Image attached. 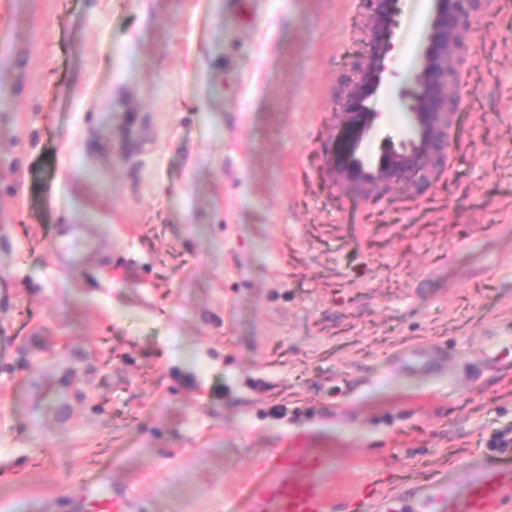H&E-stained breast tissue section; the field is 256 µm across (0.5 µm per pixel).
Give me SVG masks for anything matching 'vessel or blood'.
Listing matches in <instances>:
<instances>
[{
    "label": "vessel or blood",
    "instance_id": "1",
    "mask_svg": "<svg viewBox=\"0 0 512 512\" xmlns=\"http://www.w3.org/2000/svg\"><path fill=\"white\" fill-rule=\"evenodd\" d=\"M328 455L297 441L273 454L268 476L245 486L244 512H338L322 481ZM357 503L361 512H505L512 505V464L474 460L459 484L440 468L386 486L368 483Z\"/></svg>",
    "mask_w": 512,
    "mask_h": 512
}]
</instances>
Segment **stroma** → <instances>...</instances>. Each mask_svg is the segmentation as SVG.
Returning <instances> with one entry per match:
<instances>
[{"mask_svg":"<svg viewBox=\"0 0 512 512\" xmlns=\"http://www.w3.org/2000/svg\"><path fill=\"white\" fill-rule=\"evenodd\" d=\"M408 7L367 161L404 137ZM1 13L0 512H219L298 437L346 512L512 460V0L469 37L447 173L374 203L326 165L364 0Z\"/></svg>","mask_w":512,"mask_h":512,"instance_id":"35a3bbf8","label":"stroma"}]
</instances>
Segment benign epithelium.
I'll list each match as a JSON object with an SVG mask.
<instances>
[{"instance_id":"1","label":"benign epithelium","mask_w":512,"mask_h":512,"mask_svg":"<svg viewBox=\"0 0 512 512\" xmlns=\"http://www.w3.org/2000/svg\"><path fill=\"white\" fill-rule=\"evenodd\" d=\"M366 2L367 52L354 62L359 78L341 85L342 106L336 113L326 163L341 192L372 202L395 186L420 191L448 170L449 150L464 104L460 72L469 60L467 34L477 27L491 0H432L427 42L407 104L411 126L399 147L385 146L371 164L356 156V147L377 117L365 102L381 83L397 0Z\"/></svg>"}]
</instances>
